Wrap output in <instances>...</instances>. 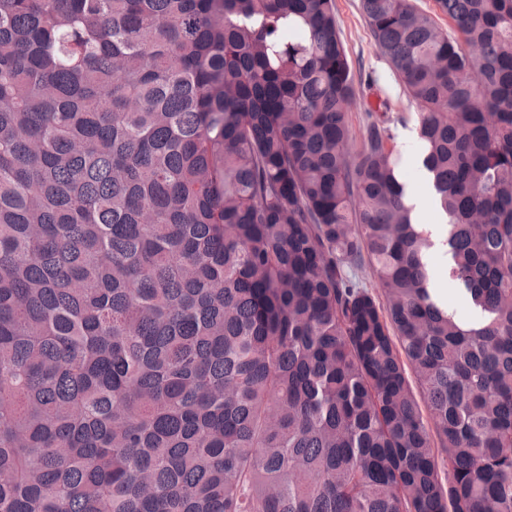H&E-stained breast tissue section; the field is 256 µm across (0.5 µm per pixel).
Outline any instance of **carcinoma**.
Listing matches in <instances>:
<instances>
[{"label": "carcinoma", "mask_w": 512, "mask_h": 512, "mask_svg": "<svg viewBox=\"0 0 512 512\" xmlns=\"http://www.w3.org/2000/svg\"><path fill=\"white\" fill-rule=\"evenodd\" d=\"M435 3L361 8L471 322L333 0H0V512H512V0ZM334 1L340 20V38L355 77L356 103L348 116L355 142L360 144L369 121L366 108L376 111L373 112L374 116L386 112V117L395 119L394 132L401 158L402 180L406 187L425 201V206L418 213L419 221L426 229L443 233V222L431 206L432 195L418 161L414 106L385 58L375 47L360 7V0ZM384 100L389 103L390 110L379 107ZM363 101L368 106L363 105ZM399 117L403 118L402 122H396ZM410 197L417 206L419 197L411 194ZM448 259H445L439 253L432 254V269L434 284L444 288L443 302L448 305V309L451 310L458 318L467 320L471 315V309L469 304L453 289L448 288Z\"/></svg>", "instance_id": "obj_1"}]
</instances>
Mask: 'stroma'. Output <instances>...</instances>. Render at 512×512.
Wrapping results in <instances>:
<instances>
[{"instance_id": "obj_1", "label": "stroma", "mask_w": 512, "mask_h": 512, "mask_svg": "<svg viewBox=\"0 0 512 512\" xmlns=\"http://www.w3.org/2000/svg\"><path fill=\"white\" fill-rule=\"evenodd\" d=\"M340 20V38L355 77L356 103L348 119L354 136H362L368 112L388 102L389 117L394 118L397 150L401 158V177L408 188L421 197L425 205L419 221L426 228L442 231L430 201L432 195L420 169L415 131L414 107L385 58L379 53L360 7V0H335Z\"/></svg>"}]
</instances>
